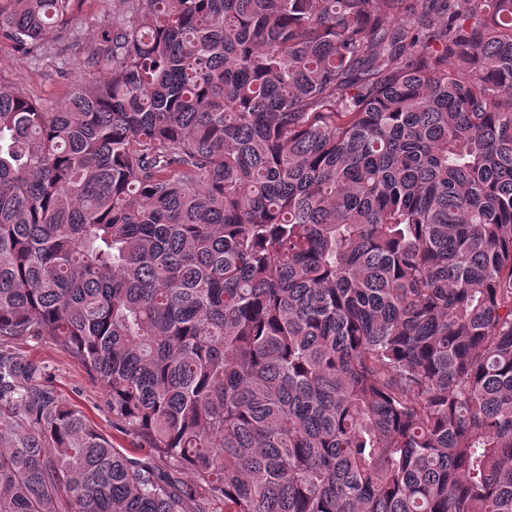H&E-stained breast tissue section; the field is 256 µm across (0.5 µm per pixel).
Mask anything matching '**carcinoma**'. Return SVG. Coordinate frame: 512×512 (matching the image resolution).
<instances>
[{
    "mask_svg": "<svg viewBox=\"0 0 512 512\" xmlns=\"http://www.w3.org/2000/svg\"><path fill=\"white\" fill-rule=\"evenodd\" d=\"M120 2L0 85V512H512V0ZM117 0H89L84 9L85 22L70 34L54 36L46 58H31L17 53L6 44L0 45V79L5 85L18 86L32 99L54 105L69 93L70 80L59 73L57 54L68 57L87 56L94 48L92 26L112 20L118 13ZM19 357L35 360L47 366L56 389L75 405L107 437L115 448H131L130 438L112 427V414L106 405V396L86 372L55 342L48 338L20 341L13 345Z\"/></svg>",
    "mask_w": 512,
    "mask_h": 512,
    "instance_id": "carcinoma-1",
    "label": "carcinoma"
}]
</instances>
